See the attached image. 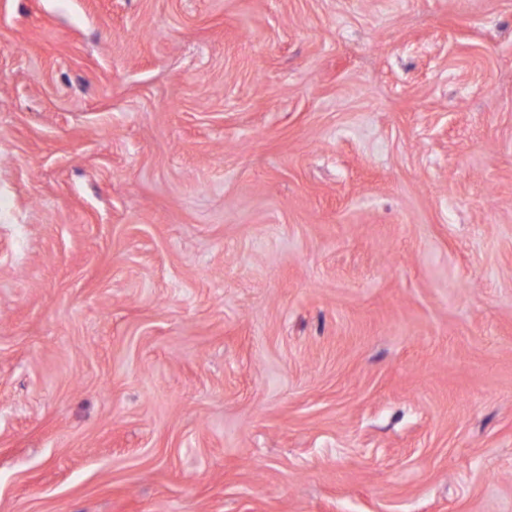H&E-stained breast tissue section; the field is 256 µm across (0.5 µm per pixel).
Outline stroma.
<instances>
[{
    "label": "stroma",
    "mask_w": 512,
    "mask_h": 512,
    "mask_svg": "<svg viewBox=\"0 0 512 512\" xmlns=\"http://www.w3.org/2000/svg\"><path fill=\"white\" fill-rule=\"evenodd\" d=\"M0 512H512V0H0Z\"/></svg>",
    "instance_id": "1"
}]
</instances>
